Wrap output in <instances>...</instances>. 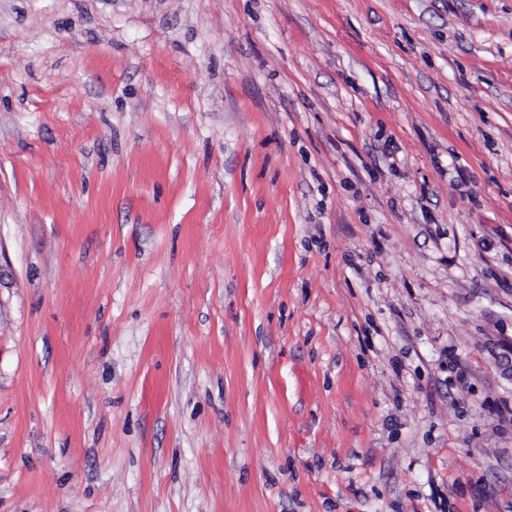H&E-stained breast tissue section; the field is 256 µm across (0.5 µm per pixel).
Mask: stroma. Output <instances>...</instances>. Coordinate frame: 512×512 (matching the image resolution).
Here are the masks:
<instances>
[{
	"mask_svg": "<svg viewBox=\"0 0 512 512\" xmlns=\"http://www.w3.org/2000/svg\"><path fill=\"white\" fill-rule=\"evenodd\" d=\"M512 0H0V512H512Z\"/></svg>",
	"mask_w": 512,
	"mask_h": 512,
	"instance_id": "obj_1",
	"label": "stroma"
}]
</instances>
